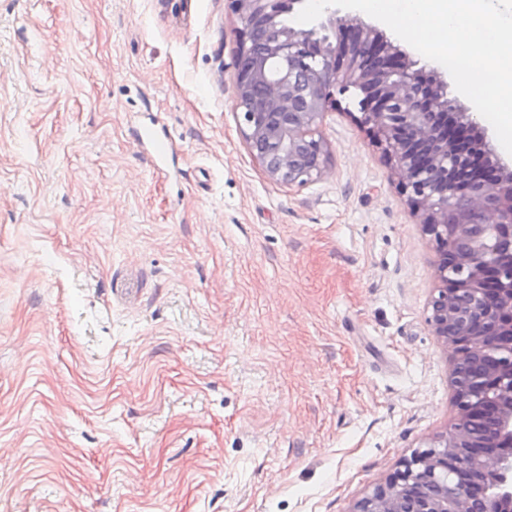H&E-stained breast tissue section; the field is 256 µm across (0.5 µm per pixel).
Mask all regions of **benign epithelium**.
<instances>
[{
	"instance_id": "obj_1",
	"label": "benign epithelium",
	"mask_w": 512,
	"mask_h": 512,
	"mask_svg": "<svg viewBox=\"0 0 512 512\" xmlns=\"http://www.w3.org/2000/svg\"><path fill=\"white\" fill-rule=\"evenodd\" d=\"M303 0H229L234 95L253 158L288 187L322 177V128L342 112L380 146L425 237L437 283L428 325L449 354L457 417L403 457L350 512H512V166L474 113L448 99L374 28L326 8L309 29L281 23Z\"/></svg>"
}]
</instances>
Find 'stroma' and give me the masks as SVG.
I'll use <instances>...</instances> for the list:
<instances>
[{
	"mask_svg": "<svg viewBox=\"0 0 512 512\" xmlns=\"http://www.w3.org/2000/svg\"><path fill=\"white\" fill-rule=\"evenodd\" d=\"M235 27L0 0V512H350L454 422L397 177L335 112L326 174L270 181Z\"/></svg>",
	"mask_w": 512,
	"mask_h": 512,
	"instance_id": "35a3bbf8",
	"label": "stroma"
}]
</instances>
